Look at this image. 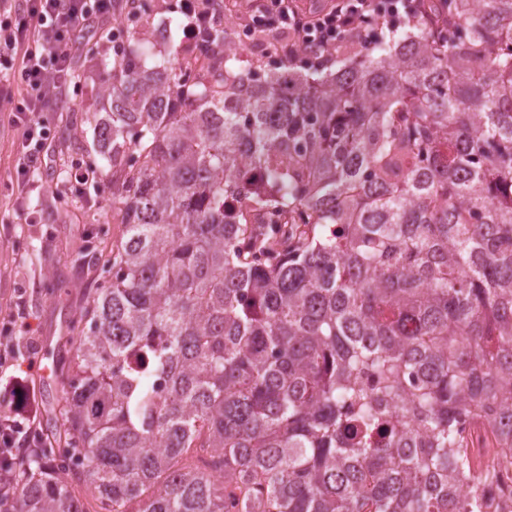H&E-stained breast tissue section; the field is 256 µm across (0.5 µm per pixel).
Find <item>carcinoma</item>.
<instances>
[{"label":"carcinoma","mask_w":512,"mask_h":512,"mask_svg":"<svg viewBox=\"0 0 512 512\" xmlns=\"http://www.w3.org/2000/svg\"><path fill=\"white\" fill-rule=\"evenodd\" d=\"M308 77L112 51L125 233L0 512H492L512 452V0H427ZM288 216L284 224L265 217ZM483 474H490L492 478L487 486V497L493 501L494 507L512 504V457L502 448H497V454L484 461L479 470Z\"/></svg>","instance_id":"cac0c4a2"}]
</instances>
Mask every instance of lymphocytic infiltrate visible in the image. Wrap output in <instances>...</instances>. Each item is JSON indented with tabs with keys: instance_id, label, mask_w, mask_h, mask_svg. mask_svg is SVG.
I'll return each instance as SVG.
<instances>
[{
	"instance_id": "lymphocytic-infiltrate-1",
	"label": "lymphocytic infiltrate",
	"mask_w": 512,
	"mask_h": 512,
	"mask_svg": "<svg viewBox=\"0 0 512 512\" xmlns=\"http://www.w3.org/2000/svg\"><path fill=\"white\" fill-rule=\"evenodd\" d=\"M251 15L267 19L284 39L281 59L308 54L325 62L346 41L362 43L366 27L400 15L423 14V0H328L306 11L296 0H248ZM183 40L208 42L217 21L211 0H181ZM112 0H25L14 9L0 0V101L11 107L10 121L26 141L45 133L43 113L69 99L77 32L85 23L111 22ZM0 497L14 498L23 462L19 448L35 446L40 404L26 378L0 381Z\"/></svg>"
}]
</instances>
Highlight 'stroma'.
Instances as JSON below:
<instances>
[{"mask_svg": "<svg viewBox=\"0 0 512 512\" xmlns=\"http://www.w3.org/2000/svg\"><path fill=\"white\" fill-rule=\"evenodd\" d=\"M100 80L95 60L78 53L70 100L46 115L31 173L39 190L17 187L15 170L26 148L15 127L0 123V336L11 337L15 347L0 374L32 382L43 421L62 396L56 361L69 323L103 278L102 250L125 231L112 203L111 171L80 191L70 182L73 170L94 162L84 151L94 137L85 106Z\"/></svg>", "mask_w": 512, "mask_h": 512, "instance_id": "35a3bbf8", "label": "stroma"}]
</instances>
